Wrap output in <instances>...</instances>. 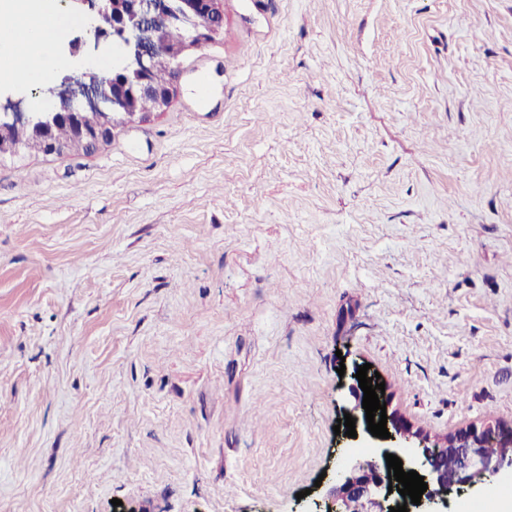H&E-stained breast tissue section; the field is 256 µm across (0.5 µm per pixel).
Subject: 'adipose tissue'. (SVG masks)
Masks as SVG:
<instances>
[{
  "instance_id": "obj_1",
  "label": "adipose tissue",
  "mask_w": 512,
  "mask_h": 512,
  "mask_svg": "<svg viewBox=\"0 0 512 512\" xmlns=\"http://www.w3.org/2000/svg\"><path fill=\"white\" fill-rule=\"evenodd\" d=\"M9 24L0 28V62H13L16 56L28 58L29 64L22 74L30 80L50 76L59 65L53 45L58 26L45 22L44 18L23 21L19 13L8 12Z\"/></svg>"
}]
</instances>
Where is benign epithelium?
Returning a JSON list of instances; mask_svg holds the SVG:
<instances>
[{"instance_id": "7a95c632", "label": "benign epithelium", "mask_w": 512, "mask_h": 512, "mask_svg": "<svg viewBox=\"0 0 512 512\" xmlns=\"http://www.w3.org/2000/svg\"><path fill=\"white\" fill-rule=\"evenodd\" d=\"M92 11L91 22L85 32L76 37L71 46L75 58L85 57L82 48L86 36L94 44L112 41L125 47L122 74L133 77L135 84L121 83L111 74L100 75L88 65H81V76H66L47 90L51 107L46 117L39 120L31 112H24L17 102L0 105L8 123L20 125L37 123L34 140L26 143H0V150L16 155L23 148L36 149L46 155L63 151L53 140L55 124L64 122L77 140H88L98 145L112 136V130L139 115L127 103V97H154L164 104L171 92L158 90L151 74L159 61L167 62L169 69L178 68L184 54L197 46L214 41L222 32L224 14L219 0H69ZM181 21L187 38L173 45L166 39L171 24ZM358 366L350 373L349 395L353 406L349 414L356 418L370 435L366 412L362 407L364 392L355 377ZM386 427L390 438H372L389 453L395 448L411 450L407 469L424 477L428 489L420 504L400 495L399 485L388 478L385 456L358 458L344 466L329 480L321 512H390V508L407 505L409 512H442L451 498L467 490H482L512 475V425L488 420L479 427L460 430L444 441H431L399 418L387 415ZM501 444V450L491 453L488 448Z\"/></svg>"}]
</instances>
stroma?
<instances>
[{"label":"stroma","mask_w":512,"mask_h":512,"mask_svg":"<svg viewBox=\"0 0 512 512\" xmlns=\"http://www.w3.org/2000/svg\"><path fill=\"white\" fill-rule=\"evenodd\" d=\"M221 8L162 111L0 159V512H301L343 363L512 425V0Z\"/></svg>","instance_id":"1"}]
</instances>
